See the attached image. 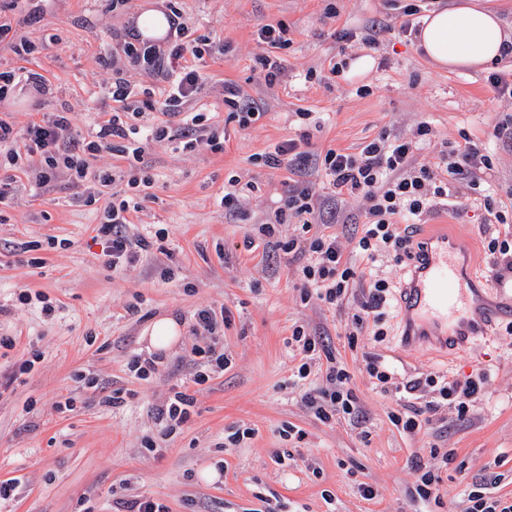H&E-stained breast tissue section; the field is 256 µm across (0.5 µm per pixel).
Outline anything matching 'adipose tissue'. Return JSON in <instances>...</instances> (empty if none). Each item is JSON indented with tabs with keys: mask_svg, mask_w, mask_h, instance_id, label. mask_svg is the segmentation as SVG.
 <instances>
[{
	"mask_svg": "<svg viewBox=\"0 0 512 512\" xmlns=\"http://www.w3.org/2000/svg\"><path fill=\"white\" fill-rule=\"evenodd\" d=\"M507 42L512 43V30L497 13L475 0H460L453 8L424 19L418 46L440 68L477 70L501 60Z\"/></svg>",
	"mask_w": 512,
	"mask_h": 512,
	"instance_id": "ef3b65f1",
	"label": "adipose tissue"
}]
</instances>
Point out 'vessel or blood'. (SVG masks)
<instances>
[{"mask_svg":"<svg viewBox=\"0 0 512 512\" xmlns=\"http://www.w3.org/2000/svg\"><path fill=\"white\" fill-rule=\"evenodd\" d=\"M478 281L463 238L435 232L422 239L396 295L404 349L424 343L453 356L487 338L495 323L512 322V308Z\"/></svg>","mask_w":512,"mask_h":512,"instance_id":"obj_1","label":"vessel or blood"}]
</instances>
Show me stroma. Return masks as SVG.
Segmentation results:
<instances>
[{
  "label": "stroma",
  "instance_id": "1",
  "mask_svg": "<svg viewBox=\"0 0 512 512\" xmlns=\"http://www.w3.org/2000/svg\"><path fill=\"white\" fill-rule=\"evenodd\" d=\"M409 2L129 0L116 10L112 0H0V22L10 27L0 39V70L23 66L48 85L43 95L18 86L0 102V116L22 126L65 110L90 135L112 109L106 89L116 67L161 102L166 83L159 75L112 55L151 3L179 9L190 38L208 37L198 62L201 89L181 109L205 113L225 134L220 151L151 142L141 170L151 184L127 230L133 237L164 230L166 251L123 270L104 267L93 241L112 188L65 177L41 187L21 174L0 204V336L15 339L0 348V481H19L15 499L0 504V512H116V501L137 494L170 512H265L271 504L282 512H423L409 495L413 461L432 446L455 452L440 471L443 512H464L467 486L479 478L492 495L512 499V334L505 325L493 329L491 341L450 359L406 353L398 349L392 308L384 341L367 334L352 347L344 326L360 310L363 284L335 309L314 298L305 302L299 262L243 245L256 225L274 221L289 184L287 168L255 165L253 155L299 137L313 154L330 147L355 153L380 133L407 136L425 122L433 136L418 163L435 161L462 137L480 142L493 162L490 190L512 206V149L488 136L499 118L512 115V100L494 99L487 71L444 70L419 54L413 38L399 31L400 8ZM271 22L287 26L290 43L280 52L284 72L270 81L256 33ZM344 29L352 40L339 39ZM368 38L375 47L365 46ZM23 41L35 45L34 54H16ZM363 56L371 68L331 74V62ZM228 82L260 105V119L243 128L230 118ZM301 110L317 113L319 125L300 124ZM232 178L247 187L236 217L219 204ZM485 217L483 205L467 200L437 207L415 232L443 224L467 238L476 273L491 288ZM49 237L61 247L42 249ZM167 267L175 272L169 281L162 277ZM24 291L43 299L20 305L16 297ZM46 302L51 311H43ZM206 307L232 314L215 339L232 364L194 385L195 351L213 340L192 330L194 313ZM160 315L175 316L184 331L156 373L141 380L129 365L147 355L144 330ZM297 323L324 332L346 365L366 416L363 428L341 417L322 422L306 407L291 378L299 358L288 340ZM370 357L384 359L402 378L440 372L456 379L487 369L491 379L468 417L441 409L425 433L411 437L390 423L399 400L368 378L363 365ZM184 383L194 397L190 418L164 434L152 407ZM115 389L127 397L111 407L103 398ZM289 426L302 430L301 442L284 440ZM240 427L253 428L254 437L225 447V436ZM148 439L155 451L145 450ZM214 466L221 474L203 481L201 470ZM361 483L378 490L376 501L360 499ZM326 490L331 500L323 499Z\"/></svg>",
  "mask_w": 512,
  "mask_h": 512
}]
</instances>
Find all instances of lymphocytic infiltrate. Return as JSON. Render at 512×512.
I'll return each mask as SVG.
<instances>
[{
    "label": "lymphocytic infiltrate",
    "mask_w": 512,
    "mask_h": 512,
    "mask_svg": "<svg viewBox=\"0 0 512 512\" xmlns=\"http://www.w3.org/2000/svg\"><path fill=\"white\" fill-rule=\"evenodd\" d=\"M187 32L186 19L176 11L170 17L167 47L137 40L120 46L130 62L145 64L169 83L166 98L158 106L163 118L149 129H141L134 120L156 106L150 100L138 99L118 70L113 71L108 89L113 108L103 113L93 140L80 137L72 114L65 111L43 115L21 128L0 117V202L5 201L18 172L32 175L40 185L51 183L62 172L72 182L81 183L90 176L89 156L105 149H116L127 161L138 164L144 159V142L148 139H176L183 149L194 150L203 141L198 132L205 120L204 113L186 116L176 128L166 120L174 107L195 95L200 87L201 74L187 59L200 57L201 49L186 41ZM431 133V127L422 123L408 137L379 134L356 153L330 148L315 155L301 151L291 139L277 145L274 151L255 157L256 163L263 167H287L297 180L289 186L274 223L259 225L257 236L247 237L246 247H254L260 240L269 252L306 256L307 262L300 269L301 298L305 301L314 297L325 306L336 308L342 306L354 284L366 283L367 298L347 325L349 344H356L369 325L374 328V340L383 339L380 324L389 283L379 276L378 268L382 263L399 264L411 257L414 221L431 213L437 205L447 204L449 199H459L479 189L492 168L482 146L471 140L449 147L440 154L436 165L417 163L416 155ZM312 171L324 174L326 191H318L309 180ZM441 172L448 174V181H438ZM351 196L361 198L363 206L351 216L355 230L346 238L330 230L329 217L335 214L338 201ZM138 208L134 196L128 195L112 202L104 211L96 232L105 244L103 254L109 268L134 265L151 252L155 241L165 238L161 231L152 241L144 237L134 239L127 234L130 214ZM287 222L294 224V234L277 235V226ZM290 344L300 356L294 377L296 381H305L325 350L321 334L308 325L297 324L292 328ZM364 371L382 392L402 394L404 402L400 410L390 414L389 420L410 436L430 425L432 414L442 407L453 409L457 417H467L489 379L487 372L479 371L462 380L450 381L430 373L399 382L394 372L375 358L366 361ZM325 379V388L304 396L315 417L328 422L340 414L349 421L361 422L362 411L350 387L347 369L339 361H331ZM424 393L430 394V401L416 406V398ZM453 457V450L434 447L428 459L418 460V476L411 498L426 505L442 506L439 471Z\"/></svg>",
    "instance_id": "1"
}]
</instances>
